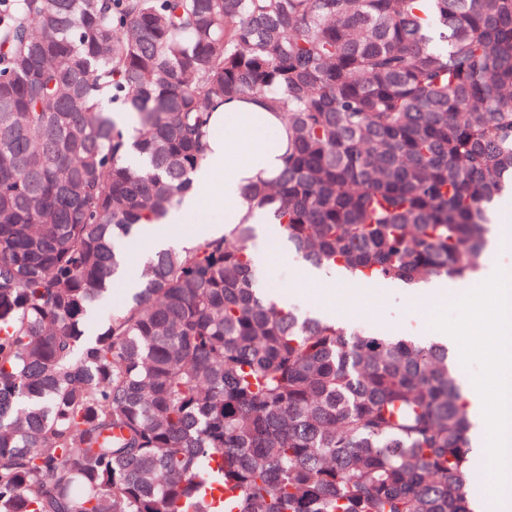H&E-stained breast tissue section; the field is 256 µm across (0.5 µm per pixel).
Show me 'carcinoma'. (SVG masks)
I'll return each mask as SVG.
<instances>
[{"label": "carcinoma", "instance_id": "1", "mask_svg": "<svg viewBox=\"0 0 512 512\" xmlns=\"http://www.w3.org/2000/svg\"><path fill=\"white\" fill-rule=\"evenodd\" d=\"M253 98L288 151L242 199L305 262L476 277L512 0H0V512H476L448 347L277 306L246 219L86 329Z\"/></svg>", "mask_w": 512, "mask_h": 512}]
</instances>
